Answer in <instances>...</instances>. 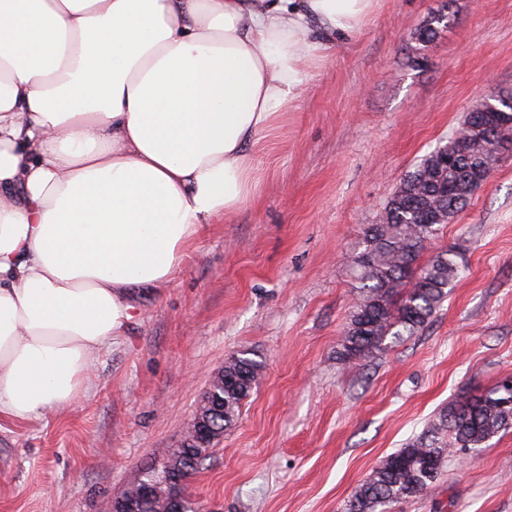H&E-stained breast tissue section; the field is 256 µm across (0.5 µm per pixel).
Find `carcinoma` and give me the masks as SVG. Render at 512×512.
<instances>
[{
    "mask_svg": "<svg viewBox=\"0 0 512 512\" xmlns=\"http://www.w3.org/2000/svg\"><path fill=\"white\" fill-rule=\"evenodd\" d=\"M443 23L435 13L418 31L417 39L430 43ZM455 157L449 166L439 163V150L426 155L406 175L384 208L383 223L368 228L354 281L356 309L343 334L338 359L352 361L382 349L389 336L413 335L422 329L448 297L460 275L451 250L438 252L420 265L421 254L432 244L443 224H429L432 211L452 215L463 208L486 182L468 161L469 140H448ZM263 364L240 352L224 362V417L228 429L257 386ZM512 428V386L499 385L480 395H464L443 410L417 437L385 456L345 502L344 512H389L402 500L421 496L440 479L445 462L482 447ZM188 437L158 467L149 468L132 488L122 493L128 512L169 510L167 468L180 465L183 482L197 472L208 449L188 448Z\"/></svg>",
    "mask_w": 512,
    "mask_h": 512,
    "instance_id": "obj_1",
    "label": "carcinoma"
}]
</instances>
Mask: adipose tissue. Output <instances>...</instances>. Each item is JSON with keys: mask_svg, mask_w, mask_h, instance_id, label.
<instances>
[{"mask_svg": "<svg viewBox=\"0 0 512 512\" xmlns=\"http://www.w3.org/2000/svg\"><path fill=\"white\" fill-rule=\"evenodd\" d=\"M377 0H0V417L83 388Z\"/></svg>", "mask_w": 512, "mask_h": 512, "instance_id": "adipose-tissue-1", "label": "adipose tissue"}]
</instances>
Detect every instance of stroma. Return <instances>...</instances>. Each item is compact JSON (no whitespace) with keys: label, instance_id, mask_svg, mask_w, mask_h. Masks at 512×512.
Masks as SVG:
<instances>
[{"label":"stroma","instance_id":"1","mask_svg":"<svg viewBox=\"0 0 512 512\" xmlns=\"http://www.w3.org/2000/svg\"><path fill=\"white\" fill-rule=\"evenodd\" d=\"M443 9L447 27L417 43ZM490 91L512 94V0H379L256 145L252 198L207 226L170 282L132 288L137 315L81 395L47 418L0 420V512H112L179 446L212 376L242 350L262 378L188 482L201 512H343L457 397L512 378V153L430 248L462 268L430 323L336 358L365 229ZM392 512H512V429L449 459Z\"/></svg>","mask_w":512,"mask_h":512}]
</instances>
